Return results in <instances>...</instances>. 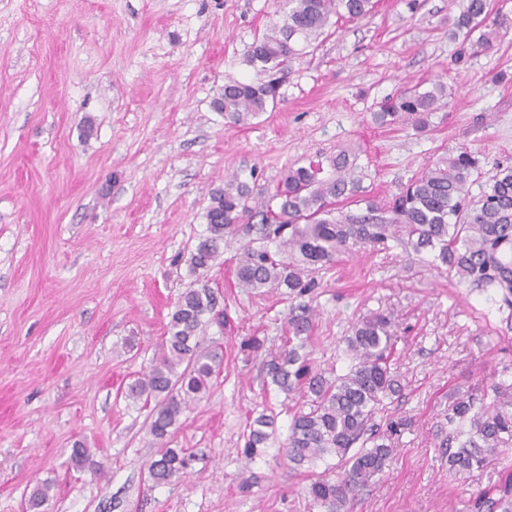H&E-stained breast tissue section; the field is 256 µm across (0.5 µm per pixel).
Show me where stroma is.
<instances>
[{
    "label": "stroma",
    "mask_w": 512,
    "mask_h": 512,
    "mask_svg": "<svg viewBox=\"0 0 512 512\" xmlns=\"http://www.w3.org/2000/svg\"><path fill=\"white\" fill-rule=\"evenodd\" d=\"M280 16L277 0H0V512H25L42 481L47 512H325L309 486L345 465L280 456L301 400L268 385L262 366L302 306L313 360L340 370L359 320L394 318L404 391L390 414L406 425L349 512H468L512 471L501 448L451 476L439 446L451 395L512 362V323L490 293L399 248L341 257L302 297L247 291L235 264L261 221L252 212L207 273L224 324L205 339L224 363L173 437L193 454L189 475L151 478L150 410L123 392L194 283L186 260L225 178L260 197L285 169L345 149L383 199L465 150L480 161L475 200L496 165H512V34L458 60L450 0H378L365 18L330 22L285 71L272 110L227 122L213 102L226 77L264 81L245 57ZM439 80L448 104L428 131L372 120L402 86ZM262 414L274 432L249 461ZM78 440L101 476L71 468ZM274 419L266 415L256 418L249 426V434L245 440V448H243L244 456L252 460L264 452L263 445L269 439L270 434L264 428L272 427Z\"/></svg>",
    "instance_id": "stroma-1"
}]
</instances>
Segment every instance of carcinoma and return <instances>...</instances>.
Listing matches in <instances>:
<instances>
[{"label":"carcinoma","instance_id":"1","mask_svg":"<svg viewBox=\"0 0 512 512\" xmlns=\"http://www.w3.org/2000/svg\"><path fill=\"white\" fill-rule=\"evenodd\" d=\"M458 9L450 35L461 38L458 59L478 54L508 34L504 18L493 12L490 0H452ZM375 8V0H288L281 23L256 39L246 57L248 66L267 75L263 82L229 77L214 100L215 110L233 124L245 123L275 105L276 75L303 54L325 31L330 17L361 19ZM448 88L435 83L427 90L418 84L403 87L382 100L374 120L406 124L417 131L446 105ZM333 175L324 176L320 162L289 169L260 203L264 224L259 238L242 249L235 268L238 284L257 291L285 289L303 296L318 287L314 274L338 258L367 248H389L394 238L405 252L433 253V260L455 272L459 281L481 291H493L500 306L512 308V167H499L476 202L469 197L470 178L479 160L466 151L439 156L425 171L402 186L389 201L363 192L357 166L341 151L330 160ZM252 190L232 179L216 188L206 210V229L190 250L188 273L204 277L224 248V238L238 231V223L252 211ZM355 203L352 210L344 202ZM215 292L203 283L181 293L170 315L158 356L128 385L127 397L154 403L148 425L158 445L150 475L167 484L187 473L192 456L185 448H171L172 430L220 374V348L204 349L201 339L219 314ZM294 338L288 348L266 364L271 385L298 391L303 402L293 414L282 452L296 465L325 457L350 462L336 479L318 478L309 491L328 512H346L351 495L391 461L388 444L397 425L388 418L392 397L401 391L390 357L395 343L392 318L377 314L360 320L346 337L351 363L339 374L331 366L310 362V322L305 314L288 320ZM274 419L261 415L249 426L243 448L252 460L264 452L267 428ZM448 450L449 469L470 471L486 465L499 448L512 447V364L498 377L454 396L448 407V435L440 440ZM70 464L94 475L102 465L81 441L74 443ZM51 485L34 487L29 512H44ZM471 512H512V473L499 495L481 493Z\"/></svg>","mask_w":512,"mask_h":512}]
</instances>
